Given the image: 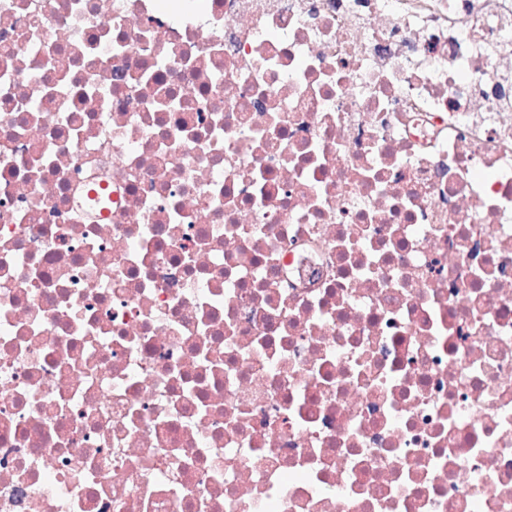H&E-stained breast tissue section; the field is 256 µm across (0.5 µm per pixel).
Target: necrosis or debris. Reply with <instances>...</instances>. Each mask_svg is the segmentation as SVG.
Returning a JSON list of instances; mask_svg holds the SVG:
<instances>
[{"mask_svg":"<svg viewBox=\"0 0 512 512\" xmlns=\"http://www.w3.org/2000/svg\"><path fill=\"white\" fill-rule=\"evenodd\" d=\"M0 512H512V0H0Z\"/></svg>","mask_w":512,"mask_h":512,"instance_id":"4bbe7bcc","label":"necrosis or debris"}]
</instances>
